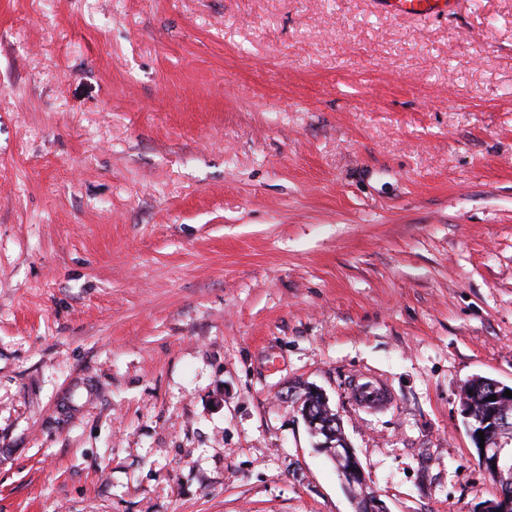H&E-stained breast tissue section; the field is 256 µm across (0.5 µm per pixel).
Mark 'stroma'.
Instances as JSON below:
<instances>
[{"label":"stroma","mask_w":512,"mask_h":512,"mask_svg":"<svg viewBox=\"0 0 512 512\" xmlns=\"http://www.w3.org/2000/svg\"><path fill=\"white\" fill-rule=\"evenodd\" d=\"M476 376L512 0H0V512H480ZM454 0H382L387 12H448ZM314 400H316L317 404L314 405L312 418L309 420L306 418L305 409L307 404ZM301 412L314 434L323 435L325 441H327L329 438L325 433V430H327L332 434L330 442L333 444L338 443L339 447H336V445L334 447V450L336 449L334 456L336 462L341 464L340 472L349 489L352 491L355 481L363 476V470L352 449L348 448L347 445L345 448L341 447V444L344 443V439L341 427L338 424V419L336 418V413H333L328 405L322 404L319 396L317 395L316 397L312 390L306 391L301 405Z\"/></svg>","instance_id":"stroma-1"}]
</instances>
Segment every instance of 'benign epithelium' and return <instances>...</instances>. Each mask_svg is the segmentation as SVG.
Here are the masks:
<instances>
[{
  "label": "benign epithelium",
  "instance_id": "1",
  "mask_svg": "<svg viewBox=\"0 0 512 512\" xmlns=\"http://www.w3.org/2000/svg\"><path fill=\"white\" fill-rule=\"evenodd\" d=\"M462 412L468 419L467 425L471 437L480 442L478 432H484V447L478 450L479 467L487 474L500 473L512 466V449L501 442V434L512 428L509 421L512 416L505 410L491 409L485 416L473 418L471 409L464 405ZM336 462L340 464V472L348 485L353 487L357 479L363 476V470L352 449L338 448L335 452ZM483 512H512V493H501L497 499L488 503Z\"/></svg>",
  "mask_w": 512,
  "mask_h": 512
}]
</instances>
